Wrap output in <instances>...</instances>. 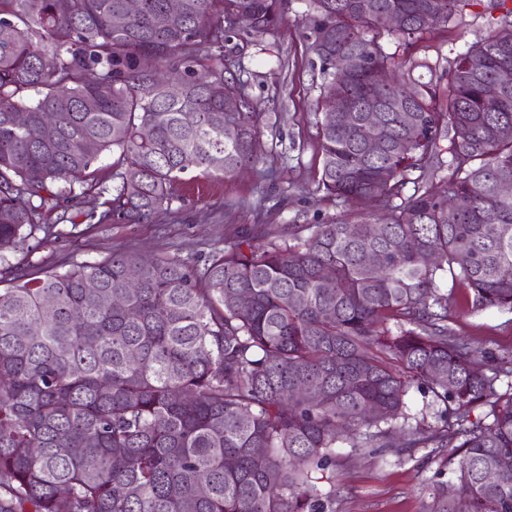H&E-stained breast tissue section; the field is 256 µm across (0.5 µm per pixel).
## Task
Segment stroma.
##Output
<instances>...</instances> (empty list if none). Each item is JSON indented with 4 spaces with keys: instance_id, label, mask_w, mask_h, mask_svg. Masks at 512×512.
<instances>
[{
    "instance_id": "obj_1",
    "label": "stroma",
    "mask_w": 512,
    "mask_h": 512,
    "mask_svg": "<svg viewBox=\"0 0 512 512\" xmlns=\"http://www.w3.org/2000/svg\"><path fill=\"white\" fill-rule=\"evenodd\" d=\"M308 0H288L285 18L254 45L245 30L224 44L225 56L240 64V79L261 111L279 115L276 128H265L258 166L245 167L224 179L187 178L174 187L169 211L147 224L72 225L61 210L46 213L50 233H37L27 246L8 252L7 261L38 276L46 268L70 262H93L113 252L175 254L192 264L248 234L271 240L290 227L349 218L348 205L317 191L320 167L315 100L321 82L319 64L310 52L305 20ZM483 7L467 8L456 27L435 32L416 44L413 53L447 67L458 52L489 32ZM448 294V332L487 351L481 369L501 366L498 394L512 393V312L476 309L467 288L444 280ZM457 457L450 448H415L404 454L369 453L343 446L336 450L331 478L321 491H335L334 512H423L434 484L454 481Z\"/></svg>"
}]
</instances>
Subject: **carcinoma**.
I'll return each instance as SVG.
<instances>
[{"label":"carcinoma","mask_w":512,"mask_h":512,"mask_svg":"<svg viewBox=\"0 0 512 512\" xmlns=\"http://www.w3.org/2000/svg\"><path fill=\"white\" fill-rule=\"evenodd\" d=\"M124 2L0 0V252L48 232L45 208L78 210L89 189L104 210L86 221L143 224L182 175L226 178L261 160L253 144L273 117L224 41L240 14L253 36L272 33L285 0H183L163 27L168 0H140L117 25ZM310 2L315 111L333 106L337 56L359 61L342 90L351 118L316 123L318 189L384 217L243 236L201 267L116 252L0 276V512H333L316 475L345 443L452 448L458 492L434 485L424 512H512V470L485 479L512 459V397L448 333L440 287L449 276L475 306L512 310V197L497 193L512 181V88L496 83L512 67V0H495V26L441 72L409 49L473 0ZM392 10L406 16L396 30L379 22ZM374 66L389 79L369 91ZM226 91L242 111H224ZM372 110L378 155L358 126ZM107 151L112 185L76 191ZM414 382L444 405L442 425L411 424ZM481 406L491 422L471 418Z\"/></svg>","instance_id":"obj_1"}]
</instances>
